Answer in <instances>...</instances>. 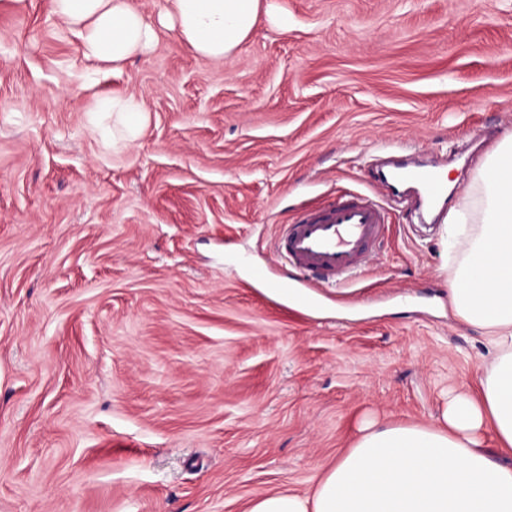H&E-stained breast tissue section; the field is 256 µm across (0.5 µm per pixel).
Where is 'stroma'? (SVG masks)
I'll use <instances>...</instances> for the list:
<instances>
[{
	"label": "stroma",
	"mask_w": 512,
	"mask_h": 512,
	"mask_svg": "<svg viewBox=\"0 0 512 512\" xmlns=\"http://www.w3.org/2000/svg\"><path fill=\"white\" fill-rule=\"evenodd\" d=\"M223 65L160 31L114 69L49 0H0V512H246L305 493L362 422L427 425L475 387L461 260L412 201L356 284L299 312L273 244L361 192L382 145L459 187L512 133V0H268ZM142 98L119 151L90 128ZM88 112L94 117V130L112 140V148L114 144L128 148L140 138L148 110L143 99L112 95L97 101Z\"/></svg>",
	"instance_id": "35a3bbf8"
}]
</instances>
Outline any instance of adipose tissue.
Returning <instances> with one entry per match:
<instances>
[{"label":"adipose tissue","instance_id":"adipose-tissue-1","mask_svg":"<svg viewBox=\"0 0 512 512\" xmlns=\"http://www.w3.org/2000/svg\"><path fill=\"white\" fill-rule=\"evenodd\" d=\"M90 61L120 67L167 29L195 55L220 65L257 27L262 0H163L156 17L133 0H50ZM93 127L130 147L147 120L144 100L114 95L93 106ZM512 135L487 155L479 199L463 195L445 234L463 252L448 296L468 324L490 329L477 393L449 398L435 424L363 425L352 446L323 469L306 494L254 498L247 512H512ZM480 210H473V203ZM478 217L477 232L466 230ZM492 448H485V440Z\"/></svg>","mask_w":512,"mask_h":512}]
</instances>
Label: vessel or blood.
<instances>
[{"mask_svg": "<svg viewBox=\"0 0 512 512\" xmlns=\"http://www.w3.org/2000/svg\"><path fill=\"white\" fill-rule=\"evenodd\" d=\"M392 168L400 178L386 180L391 200H400L403 183L422 186L423 201H433L447 190L441 172L434 168L409 169L405 155L390 153ZM387 210L368 196L343 195L324 207L305 210L287 225L275 243L279 261L286 267L291 302L295 309L310 308L320 288H341L355 281L380 239Z\"/></svg>", "mask_w": 512, "mask_h": 512, "instance_id": "vessel-or-blood-1", "label": "vessel or blood"}]
</instances>
